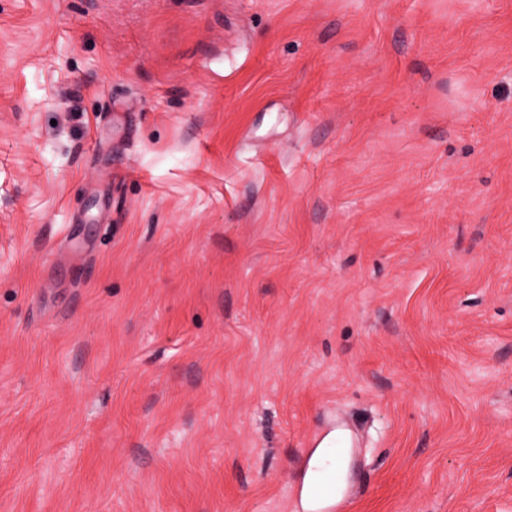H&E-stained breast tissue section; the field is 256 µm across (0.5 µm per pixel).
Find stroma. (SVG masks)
Masks as SVG:
<instances>
[{"instance_id": "stroma-1", "label": "stroma", "mask_w": 512, "mask_h": 512, "mask_svg": "<svg viewBox=\"0 0 512 512\" xmlns=\"http://www.w3.org/2000/svg\"><path fill=\"white\" fill-rule=\"evenodd\" d=\"M512 512V0H0V512ZM336 440L348 444L349 437L348 435L343 431H332L330 434H328L323 442L321 443L320 447L317 449L315 454L312 456L310 460V469L311 468H318L321 467H327L330 469H333L336 472V469H340L341 465L339 460L336 459V455L332 454L331 448H329V445L335 444ZM306 475V470L304 471V478ZM329 471L321 470L320 478L318 481L312 483L310 479L307 480L306 484L304 482V478L302 484L300 486V496L302 497L303 491L305 492V496L309 498V501L312 505V508L308 512H334L337 511V505H329L328 507H323L325 501L329 498V485L330 479L328 478Z\"/></svg>"}]
</instances>
